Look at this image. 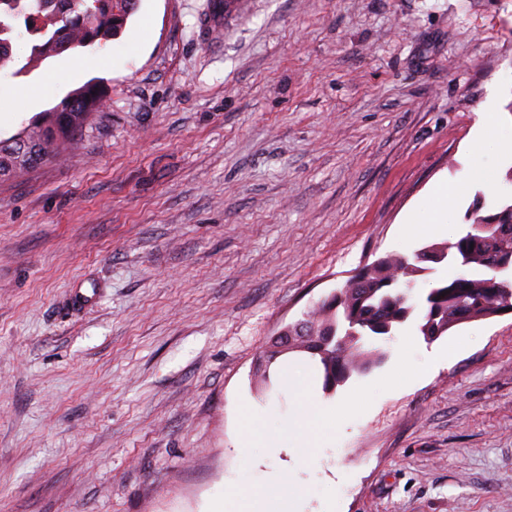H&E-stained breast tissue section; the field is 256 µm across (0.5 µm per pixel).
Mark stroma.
Masks as SVG:
<instances>
[{"label":"stroma","instance_id":"35a3bbf8","mask_svg":"<svg viewBox=\"0 0 512 512\" xmlns=\"http://www.w3.org/2000/svg\"><path fill=\"white\" fill-rule=\"evenodd\" d=\"M213 2L140 0L117 37L0 73V140L72 63L109 95L77 150L0 185V512H215L282 466L301 512H512V314L381 342L332 393L367 398L321 469L239 453L245 403L298 410L255 382L274 334L504 185L476 134L492 102L512 136V0H240L217 34Z\"/></svg>","mask_w":512,"mask_h":512}]
</instances>
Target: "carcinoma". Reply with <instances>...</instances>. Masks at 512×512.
I'll use <instances>...</instances> for the list:
<instances>
[{
    "mask_svg": "<svg viewBox=\"0 0 512 512\" xmlns=\"http://www.w3.org/2000/svg\"><path fill=\"white\" fill-rule=\"evenodd\" d=\"M140 0H0V71L17 76L66 52L92 47L121 33L138 10ZM28 36L26 62L6 53L14 37ZM108 95L91 79L50 110L41 113L9 145L0 140V177L16 176L60 159L81 136L90 117ZM447 252L445 262L458 267H483L486 278L456 274L433 282L421 296L413 294L415 277L431 271L426 249L413 255L392 253L362 268L334 293L305 313L312 333L288 325V350L270 342L261 352L264 366L290 352L305 353L315 362L323 388L333 391L352 375L362 374L380 357L364 341L388 340L398 327L414 319L428 340L448 332L461 317L486 320L505 303L512 304V203L476 207L469 227L456 240L432 244Z\"/></svg>",
    "mask_w": 512,
    "mask_h": 512,
    "instance_id": "carcinoma-1",
    "label": "carcinoma"
}]
</instances>
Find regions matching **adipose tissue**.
<instances>
[{
  "label": "adipose tissue",
  "mask_w": 512,
  "mask_h": 512,
  "mask_svg": "<svg viewBox=\"0 0 512 512\" xmlns=\"http://www.w3.org/2000/svg\"><path fill=\"white\" fill-rule=\"evenodd\" d=\"M310 384L311 377L307 374L294 382L295 395L302 400L303 405L296 415L289 418L287 429L268 426L269 407L257 404L245 407L242 459H249L250 451L254 448L269 449L276 456L284 450L305 455L313 448L335 447V438L327 435L326 430L331 427L337 415H353L358 408V401L354 398L345 402L316 399L311 393ZM289 491L290 478L288 474L280 472L275 477L274 485L265 486L260 495L242 500L237 492L228 491L224 494V501L232 505V512H291L296 503Z\"/></svg>",
  "instance_id": "obj_1"
}]
</instances>
